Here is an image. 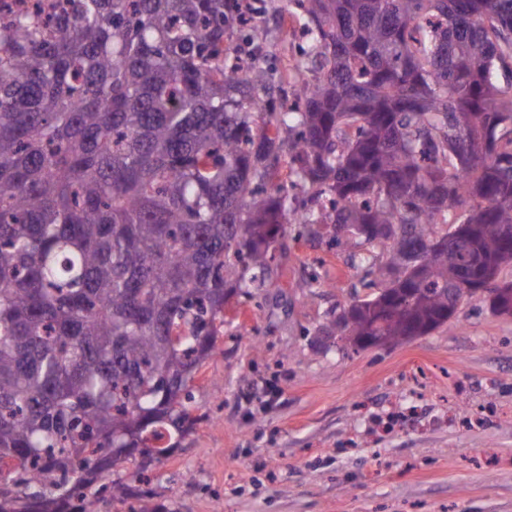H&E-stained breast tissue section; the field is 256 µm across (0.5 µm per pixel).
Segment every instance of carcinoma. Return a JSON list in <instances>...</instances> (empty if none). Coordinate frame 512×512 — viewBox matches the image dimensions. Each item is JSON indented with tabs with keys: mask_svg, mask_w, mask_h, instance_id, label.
<instances>
[{
	"mask_svg": "<svg viewBox=\"0 0 512 512\" xmlns=\"http://www.w3.org/2000/svg\"><path fill=\"white\" fill-rule=\"evenodd\" d=\"M295 2L312 76L288 111L260 45L230 55L244 0L0 19V512L126 502L295 224L372 277L331 320L354 347L428 335L475 288L512 316V0Z\"/></svg>",
	"mask_w": 512,
	"mask_h": 512,
	"instance_id": "obj_1",
	"label": "carcinoma"
}]
</instances>
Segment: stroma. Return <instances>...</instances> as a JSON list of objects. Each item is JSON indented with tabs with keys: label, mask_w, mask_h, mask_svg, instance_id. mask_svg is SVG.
<instances>
[{
	"label": "stroma",
	"mask_w": 512,
	"mask_h": 512,
	"mask_svg": "<svg viewBox=\"0 0 512 512\" xmlns=\"http://www.w3.org/2000/svg\"><path fill=\"white\" fill-rule=\"evenodd\" d=\"M248 2L243 34L280 86L295 6ZM327 240L303 229L276 287L238 306L193 382L191 432L136 491L156 512H512V316L482 297L429 335L339 348L323 326L368 290Z\"/></svg>",
	"instance_id": "1"
}]
</instances>
